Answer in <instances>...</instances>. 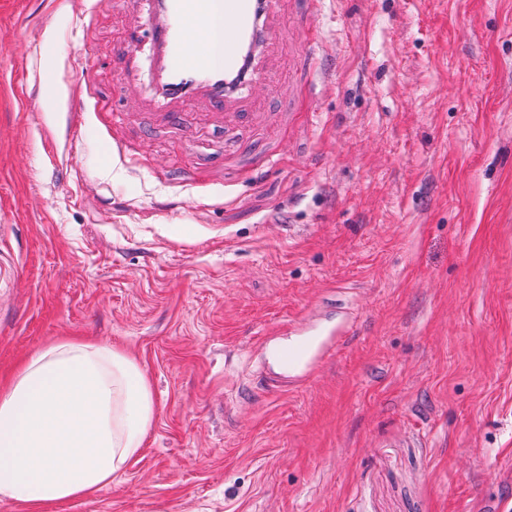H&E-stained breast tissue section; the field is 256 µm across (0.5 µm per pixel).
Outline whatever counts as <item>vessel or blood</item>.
Listing matches in <instances>:
<instances>
[{
  "label": "vessel or blood",
  "mask_w": 512,
  "mask_h": 512,
  "mask_svg": "<svg viewBox=\"0 0 512 512\" xmlns=\"http://www.w3.org/2000/svg\"><path fill=\"white\" fill-rule=\"evenodd\" d=\"M274 16V0H157L148 36L166 78L163 94L180 97L205 88L223 103L225 80L241 75L243 48L262 47L274 35ZM291 331L302 342L279 348L278 360L287 368L349 345L355 334L350 323L331 334L319 330L312 341L305 340L303 326L292 325Z\"/></svg>",
  "instance_id": "1"
}]
</instances>
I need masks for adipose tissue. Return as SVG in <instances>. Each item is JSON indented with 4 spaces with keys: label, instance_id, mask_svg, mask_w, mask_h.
Listing matches in <instances>:
<instances>
[{
    "label": "adipose tissue",
    "instance_id": "adipose-tissue-1",
    "mask_svg": "<svg viewBox=\"0 0 512 512\" xmlns=\"http://www.w3.org/2000/svg\"><path fill=\"white\" fill-rule=\"evenodd\" d=\"M156 417L136 360L105 342L34 353L0 392V501L42 512L115 482Z\"/></svg>",
    "mask_w": 512,
    "mask_h": 512
}]
</instances>
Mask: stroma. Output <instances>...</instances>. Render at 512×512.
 I'll list each match as a JSON object with an SVG mask.
<instances>
[{
	"label": "stroma",
	"instance_id": "35a3bbf8",
	"mask_svg": "<svg viewBox=\"0 0 512 512\" xmlns=\"http://www.w3.org/2000/svg\"><path fill=\"white\" fill-rule=\"evenodd\" d=\"M153 10L0 0V387L84 339L156 399L43 512H512V0H276L220 104L156 95ZM299 320L357 335L297 375Z\"/></svg>",
	"mask_w": 512,
	"mask_h": 512
}]
</instances>
